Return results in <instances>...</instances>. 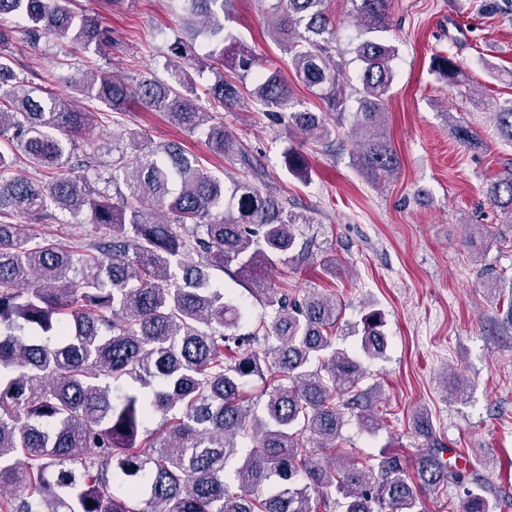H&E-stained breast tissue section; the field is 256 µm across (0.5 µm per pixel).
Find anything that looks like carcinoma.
Segmentation results:
<instances>
[{
  "label": "carcinoma",
  "instance_id": "1",
  "mask_svg": "<svg viewBox=\"0 0 512 512\" xmlns=\"http://www.w3.org/2000/svg\"><path fill=\"white\" fill-rule=\"evenodd\" d=\"M73 2L0 0V15L22 21L0 29V512H420L417 488L449 484L463 488L465 512H490L484 480L444 458L446 448L432 438L416 460L417 487L400 453L335 463L307 447L310 436L336 447L343 409L364 395L365 372L335 345V299L292 302L262 278L297 248L294 227L308 218L261 190L260 160L219 116L247 92L288 130L321 142L354 94L353 127L363 134L355 167L374 180L391 178L399 158L382 127L398 49L384 38L387 0H351L361 62L351 94L325 0L270 3L272 36L320 99L317 112L296 108L280 71L263 70L224 27V0H172L192 35L169 45L165 81L129 82L88 63L63 77L112 114L136 102L201 133L212 153L251 175L228 184L179 145L136 132H124L135 163L122 151L103 159L93 137L98 112L18 77L12 60L20 42L45 37L112 51V36ZM432 68L448 83L460 76L452 53L435 54ZM193 69L215 71L207 107ZM493 116L512 142V101ZM21 155L49 179L17 174ZM282 158L291 177L310 178L295 146ZM484 194L512 214V172L490 180ZM85 210L108 230L93 243L34 230L58 211ZM17 216L29 223L12 222ZM189 253L200 263L183 262ZM215 271L252 284L270 312L265 336L234 333L242 304L214 284ZM361 323V351L382 356V313L370 310ZM254 376L263 382L256 401L242 391ZM156 416L162 423L151 429Z\"/></svg>",
  "mask_w": 512,
  "mask_h": 512
}]
</instances>
